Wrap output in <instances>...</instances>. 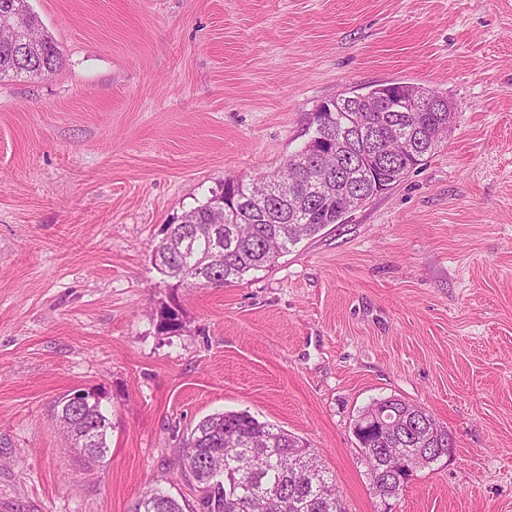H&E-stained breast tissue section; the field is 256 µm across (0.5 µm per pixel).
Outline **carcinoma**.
<instances>
[{
	"instance_id": "obj_1",
	"label": "carcinoma",
	"mask_w": 512,
	"mask_h": 512,
	"mask_svg": "<svg viewBox=\"0 0 512 512\" xmlns=\"http://www.w3.org/2000/svg\"><path fill=\"white\" fill-rule=\"evenodd\" d=\"M22 17L25 29L35 39L29 55L5 43L11 19ZM64 56L46 32L30 0H0V81L18 77L39 78L59 70ZM333 111L327 123L315 130L305 148L291 154L276 172L261 173L244 183L228 179L219 193L181 216V223L168 224L171 239L154 247L157 270L175 280L173 287L194 288L221 285L252 270L270 266L304 237L318 234L338 215L348 210L347 195L372 197L401 180L406 167L402 146L385 141V135L405 129L432 152L448 136L449 112H374L367 131L355 134L346 128L356 103L331 100ZM328 166L337 175L338 192L315 198L302 207L290 200L304 195L309 172ZM275 179L286 188L283 196L265 210L255 208L254 191ZM223 259L207 264L202 257L216 245ZM84 400L76 405L66 396L54 406L60 429L79 454L99 461L109 450L112 423L93 391L76 392ZM396 405L404 418L406 433L384 434V454L399 449L411 457L422 448L418 436L444 431L424 408L399 398L380 400L365 409ZM362 459L369 468L372 486L379 498L393 492L378 475L380 458L369 450L370 434L354 426ZM180 468L196 492V512H336L340 500L336 479L311 452L307 443L274 424L243 412H221L202 418L181 442ZM135 512H183L171 495L151 486L140 495Z\"/></svg>"
}]
</instances>
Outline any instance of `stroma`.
Instances as JSON below:
<instances>
[{
	"label": "stroma",
	"instance_id": "stroma-1",
	"mask_svg": "<svg viewBox=\"0 0 512 512\" xmlns=\"http://www.w3.org/2000/svg\"><path fill=\"white\" fill-rule=\"evenodd\" d=\"M31 4L65 64L0 82V512H134L148 484L190 512L180 439L222 411L380 512L353 428L390 397L454 438L391 512H512V0ZM390 82L454 109L399 182L232 283L156 270L166 225ZM78 390L112 422L100 463L53 415Z\"/></svg>",
	"mask_w": 512,
	"mask_h": 512
}]
</instances>
